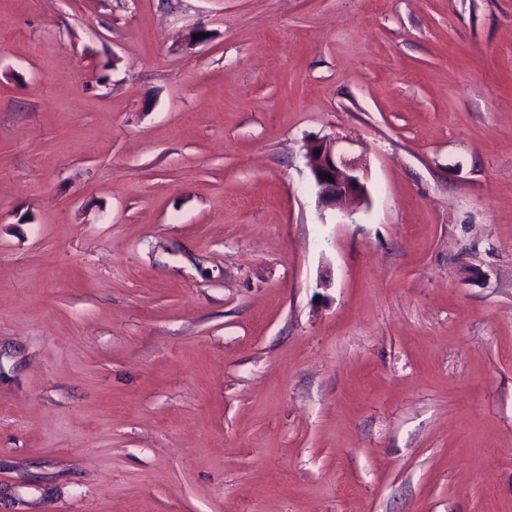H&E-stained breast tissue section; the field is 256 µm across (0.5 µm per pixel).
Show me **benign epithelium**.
Listing matches in <instances>:
<instances>
[{
	"instance_id": "obj_1",
	"label": "benign epithelium",
	"mask_w": 512,
	"mask_h": 512,
	"mask_svg": "<svg viewBox=\"0 0 512 512\" xmlns=\"http://www.w3.org/2000/svg\"><path fill=\"white\" fill-rule=\"evenodd\" d=\"M318 203L329 209L362 206L368 201L363 167L338 149L336 139L319 140L306 152Z\"/></svg>"
}]
</instances>
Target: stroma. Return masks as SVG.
<instances>
[{"mask_svg":"<svg viewBox=\"0 0 512 512\" xmlns=\"http://www.w3.org/2000/svg\"><path fill=\"white\" fill-rule=\"evenodd\" d=\"M1 19L0 512H512V0ZM319 150V155H316ZM318 203L329 209L362 206L368 201L365 170L338 149L335 138L319 140L306 152ZM330 174V178H324Z\"/></svg>","mask_w":512,"mask_h":512,"instance_id":"35a3bbf8","label":"stroma"}]
</instances>
